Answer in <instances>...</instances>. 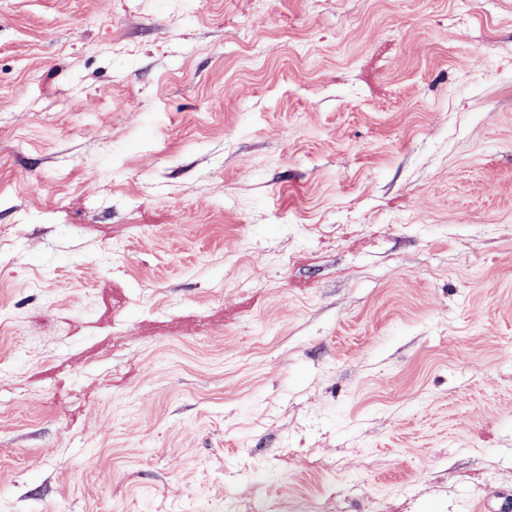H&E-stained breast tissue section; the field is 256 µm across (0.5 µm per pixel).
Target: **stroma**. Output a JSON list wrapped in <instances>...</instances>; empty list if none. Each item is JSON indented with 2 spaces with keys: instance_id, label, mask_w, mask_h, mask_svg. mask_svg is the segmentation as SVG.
<instances>
[{
  "instance_id": "obj_1",
  "label": "stroma",
  "mask_w": 512,
  "mask_h": 512,
  "mask_svg": "<svg viewBox=\"0 0 512 512\" xmlns=\"http://www.w3.org/2000/svg\"><path fill=\"white\" fill-rule=\"evenodd\" d=\"M506 498L512 0H0V512Z\"/></svg>"
}]
</instances>
